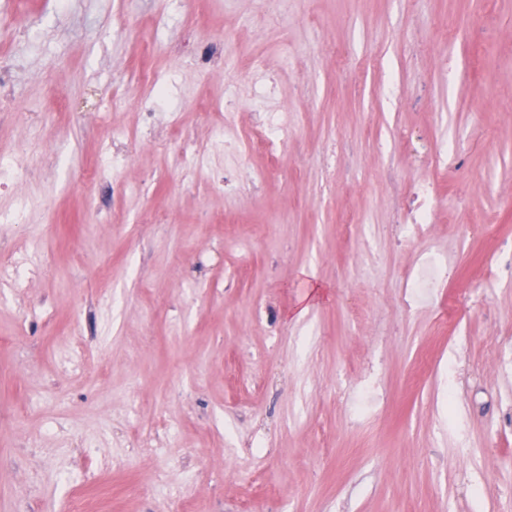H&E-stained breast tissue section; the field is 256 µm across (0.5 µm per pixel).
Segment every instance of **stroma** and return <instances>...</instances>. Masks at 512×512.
<instances>
[{
  "label": "stroma",
  "mask_w": 512,
  "mask_h": 512,
  "mask_svg": "<svg viewBox=\"0 0 512 512\" xmlns=\"http://www.w3.org/2000/svg\"><path fill=\"white\" fill-rule=\"evenodd\" d=\"M0 24V159L40 153L0 186L27 207L0 224V512H512V0H17ZM190 33L232 87L178 56ZM257 58L300 125L236 162L201 113L229 89L251 128ZM144 69L170 92L148 116ZM422 176L443 207L410 235ZM445 268L441 264L431 261L427 263L416 276L411 288H418L430 292L435 288Z\"/></svg>",
  "instance_id": "1"
}]
</instances>
